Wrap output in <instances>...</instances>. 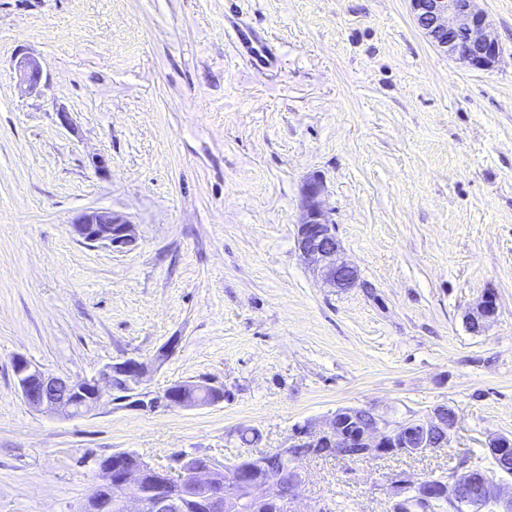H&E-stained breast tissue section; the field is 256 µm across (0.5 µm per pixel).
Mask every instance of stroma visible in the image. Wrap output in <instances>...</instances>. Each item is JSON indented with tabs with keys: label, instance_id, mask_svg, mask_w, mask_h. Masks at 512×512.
Returning a JSON list of instances; mask_svg holds the SVG:
<instances>
[{
	"label": "stroma",
	"instance_id": "1",
	"mask_svg": "<svg viewBox=\"0 0 512 512\" xmlns=\"http://www.w3.org/2000/svg\"><path fill=\"white\" fill-rule=\"evenodd\" d=\"M480 6L490 71L437 51L408 0H0V512H80L115 452L231 464L344 407L458 427L418 456L302 459L288 512H392L398 481L488 466L512 435V0ZM312 177L355 287L296 248ZM93 209L136 245L75 238ZM18 355L71 378L136 358L153 393L224 400L64 418L23 401ZM15 71L19 83L30 92L36 91L43 75V63L32 55H22L17 58Z\"/></svg>",
	"mask_w": 512,
	"mask_h": 512
}]
</instances>
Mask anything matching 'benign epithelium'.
<instances>
[{
	"mask_svg": "<svg viewBox=\"0 0 512 512\" xmlns=\"http://www.w3.org/2000/svg\"><path fill=\"white\" fill-rule=\"evenodd\" d=\"M419 28L443 54L469 66L489 71L500 62L501 48L492 21L478 5V0H409ZM15 71L19 83L30 92L37 90L43 75V63L32 55L17 58ZM321 179L306 182L303 190L304 218L297 225V249L317 275L334 288H351L357 283L356 269L344 258L336 237V225L329 219L323 201ZM77 238L112 248L129 249L136 242L134 226L123 216L109 211L86 210L70 222ZM494 296L485 297L472 319L477 328L483 320L495 316ZM18 391L24 402L38 411L57 413L68 418L93 414L112 394L140 409H184L200 405L194 392L210 387L206 382L192 383L176 394L155 395L141 388L147 371L145 362L130 358L107 364L86 378L61 377L48 373L22 355L13 360ZM457 426L449 408L435 409L433 416L410 418L390 423L370 410L341 408L320 429L298 428L288 446L276 453L289 461L286 479L267 476L262 480L241 477L208 460L180 457L177 476L163 471L160 477L150 474L156 468L143 460L138 466H116L124 459L121 452L99 461L98 487L109 490L95 495L91 506L82 512H188L198 505L205 512H240L241 506L258 509L266 503L288 501L298 486V462L309 456L338 454L356 449L360 459L388 454L418 455L448 446ZM488 453L498 459L512 456V437L499 435L488 442ZM477 486L468 489L461 475L449 479H427L415 484L402 483L403 497L394 512H430V507L445 500L455 512H512V497L501 499L495 492V477L478 471Z\"/></svg>",
	"mask_w": 512,
	"mask_h": 512,
	"instance_id": "1",
	"label": "benign epithelium"
}]
</instances>
